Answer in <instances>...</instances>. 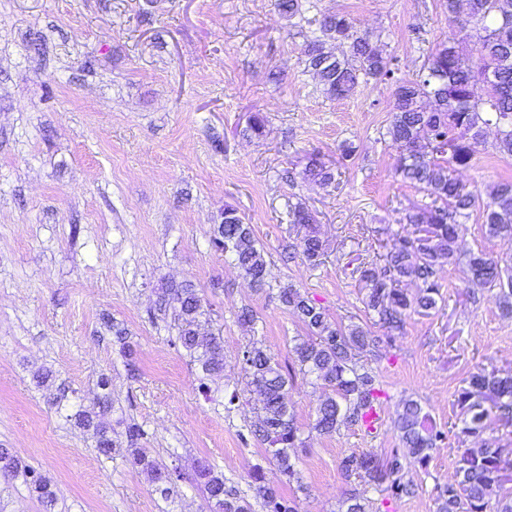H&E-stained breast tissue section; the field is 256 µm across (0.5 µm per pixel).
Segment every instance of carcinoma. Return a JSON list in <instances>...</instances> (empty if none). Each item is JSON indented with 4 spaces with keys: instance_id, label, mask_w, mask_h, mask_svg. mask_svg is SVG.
I'll list each match as a JSON object with an SVG mask.
<instances>
[{
    "instance_id": "carcinoma-1",
    "label": "carcinoma",
    "mask_w": 512,
    "mask_h": 512,
    "mask_svg": "<svg viewBox=\"0 0 512 512\" xmlns=\"http://www.w3.org/2000/svg\"><path fill=\"white\" fill-rule=\"evenodd\" d=\"M457 4L458 0H447L448 21L453 26L449 36L430 49L421 68L408 78H395L394 58L383 55L370 35L358 32L344 15L319 19L320 35L302 49L307 69L318 78L329 99L343 100L371 80L393 79L396 83L388 127L399 153L395 176L425 193L430 202L405 214L404 220L417 227V234L394 242L385 255L382 272L368 265L357 268L367 310L377 316L388 339L402 331L408 314L436 307L437 266L443 260L452 261L461 219L478 209L489 236H512V179L498 183L489 200L483 201L448 173L450 167L470 165L484 144V128L492 124L505 125L499 130L496 152L512 157V0H468L463 16ZM462 42L471 43L473 51L466 54L460 50ZM302 178L326 187L335 182L330 167L316 155L309 157ZM289 214L292 223L305 229L299 243L302 258L313 267L320 265L324 248L316 219L301 203L292 206ZM212 244L232 258L253 287L266 288L264 246L236 209H224V223L215 228ZM468 267L473 279L493 292L501 312L512 315V281H501L499 262L479 251L469 256ZM404 281L418 283L419 294H405L400 288ZM161 300L175 304L177 340L202 374L224 371L222 334L203 336L199 332L206 312L198 289L190 283H171ZM278 300L309 331L308 338L293 347L294 365L282 366L255 342L241 351V362L251 377L254 405L260 413L254 435L269 445L280 477L300 488L302 477L295 462V448L302 444L300 428L286 401L296 373L314 378L323 390L313 423V429L321 434H333L342 425L364 427L369 407L381 406V389L359 364L361 351L374 341L367 331L359 325H333L321 307L296 288L280 289ZM455 404L462 415L455 426L458 441L463 444L480 438L482 444L458 449V480L439 495L438 512H512V491L501 474L506 460L494 441L484 438L492 423L506 426L512 422V372L476 366L466 386L458 391ZM78 418L84 427L93 429L101 453L116 450L104 421L88 412ZM394 427L407 449L406 457L396 450L381 459L351 453L341 459L340 467L346 477H358L398 498L411 491V484L403 481L405 465H427L429 451L439 447L446 434L429 423V415L415 400L405 402ZM132 456L134 464L150 475L156 491L168 493L172 473L140 448L133 449ZM195 473L215 512H253L251 503L226 485L209 464L198 463ZM0 474L22 479L34 487L45 506L53 504L55 491L50 481L6 448H0ZM250 478L264 512H296L292 500L267 478L263 467H254ZM494 488L500 496L492 504L486 496ZM340 512H368L367 499L352 490L342 501Z\"/></svg>"
}]
</instances>
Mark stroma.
Listing matches in <instances>:
<instances>
[{
	"label": "stroma",
	"mask_w": 512,
	"mask_h": 512,
	"mask_svg": "<svg viewBox=\"0 0 512 512\" xmlns=\"http://www.w3.org/2000/svg\"><path fill=\"white\" fill-rule=\"evenodd\" d=\"M302 4L289 19L275 0H0V448L56 492L47 508L22 480L0 476V512H212L194 480L200 461L253 499L248 474L269 457L252 433L258 414L240 357L255 339L278 362H293L306 332L277 298L286 286L332 322L371 333L361 362L383 404L377 433L350 426L323 435L312 427L322 391L296 376L288 404L304 443L305 488L282 492L298 512H338L353 489L370 512H437L439 488L456 478L455 436L431 450L427 467L405 469L414 492L399 499L346 478L340 461L400 447L394 421L407 400L444 430L476 364L512 371V316L467 266L482 250L512 275V237H488L472 212L454 262L438 272L436 308L411 314L386 339L353 269L411 235L404 216L426 200L393 178L395 85L363 83L329 100L301 50L317 33L308 18L341 13L404 76L447 35V3ZM256 112L265 133L244 136ZM497 137L487 127L483 150L455 172L484 197L512 179ZM312 154L336 185L301 179ZM297 203L314 214L326 245L315 267L295 250L289 210ZM228 206L265 247V290L210 243ZM171 281L200 289L208 327L224 337L222 374L202 376L176 344L173 310L158 304ZM245 306L255 314L251 332L237 322ZM112 323L124 336L109 331ZM82 411L103 412L117 451L98 452ZM131 426L137 438L128 437ZM133 447L179 471L170 496L131 463Z\"/></svg>",
	"instance_id": "stroma-1"
}]
</instances>
